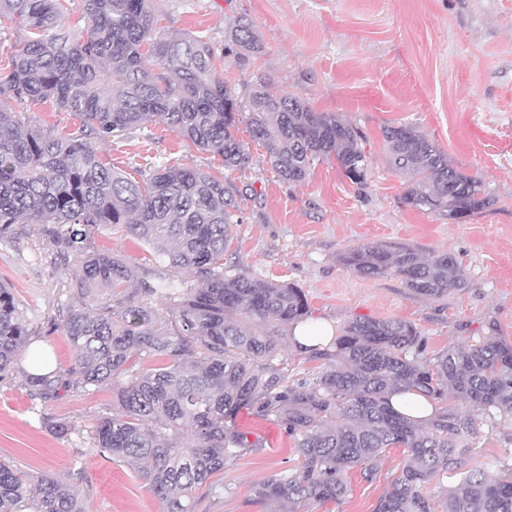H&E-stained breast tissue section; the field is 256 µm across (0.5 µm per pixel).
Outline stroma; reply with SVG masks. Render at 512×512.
Instances as JSON below:
<instances>
[{
	"label": "stroma",
	"mask_w": 512,
	"mask_h": 512,
	"mask_svg": "<svg viewBox=\"0 0 512 512\" xmlns=\"http://www.w3.org/2000/svg\"><path fill=\"white\" fill-rule=\"evenodd\" d=\"M150 7L162 33L200 37L218 50L238 21L249 22L260 49L242 59L226 55L225 80L245 98L260 77L274 92L339 115L359 132L371 176L358 188L330 159L305 182L288 184L244 123L237 136L253 166L228 174L220 156L159 121L103 144L115 170L134 178L168 162L229 176L241 192L240 222L225 265L295 284L312 318L334 329L359 317L399 318L417 327L432 355L489 336L512 343V0H151ZM397 124L415 127L453 166L480 177L493 205L458 223L405 205L403 179L386 162L382 136ZM366 242L451 253L466 268V283L428 299L398 277L365 279L338 263L340 252ZM90 246L112 249L136 273L159 269L123 228L93 229ZM70 268L35 225L0 241V282L13 288L33 348L58 369L72 359L60 327ZM31 369L24 353L18 371L0 379V460L27 475L79 485L89 512H162L144 479L91 448L97 419L112 412L111 388H67L45 399L26 382ZM58 422L70 425L68 435L54 432ZM235 422L264 445L200 486L194 512H280L279 505L255 502L251 489L287 474L290 443L274 419L243 409ZM472 445L478 465L498 469L512 459V426L478 421ZM401 467L400 450H391L383 480L368 483L352 472L346 498L313 502L304 512H374L386 478Z\"/></svg>",
	"instance_id": "1"
}]
</instances>
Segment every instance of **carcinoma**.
<instances>
[{
	"instance_id": "obj_1",
	"label": "carcinoma",
	"mask_w": 512,
	"mask_h": 512,
	"mask_svg": "<svg viewBox=\"0 0 512 512\" xmlns=\"http://www.w3.org/2000/svg\"><path fill=\"white\" fill-rule=\"evenodd\" d=\"M66 2L0 0V31L23 35L10 71L0 72V100L49 102L79 120L75 132L55 136L0 109V239L18 225L40 226L73 256L77 296L61 319L73 363L28 373L27 384L45 398L62 388L112 386V414L93 427V448L146 480L163 512H194L199 486L263 447L235 425L244 408L275 417L296 457L288 474L253 487L257 501L288 512H302L310 501L339 502L350 491L349 471L357 468L371 482L385 453L400 448L403 467L375 512H512V464L497 472L472 464L471 443L480 416L512 424L511 344L491 337L430 357L413 324L359 318L342 327L331 348L296 352L318 363L298 376L281 356L284 337L260 334L248 321L300 322L309 313L306 295L224 267L239 222L232 186L198 168L166 164L136 181L112 169L96 146L159 119L219 155L225 170L242 171L252 162L236 135L244 118L282 180L298 184L313 162L333 156L348 180L364 187L369 161L355 128L294 95L271 92L260 79L242 112L235 89L217 73L224 55L195 37L161 33L150 0H81L85 24L74 34L63 30ZM225 48L241 56L257 50L252 26L238 24ZM383 136L407 206L459 223L492 204L480 178L451 166L414 127L388 126ZM103 224L125 227L171 272H192L195 286L162 272L130 289L128 262L110 249H87L90 232ZM337 261L365 278L396 276L431 299L466 279L452 254L425 257L405 244L365 243ZM161 301L178 323L174 330ZM30 336L20 302L0 283V377L15 369ZM143 355L163 364L133 370ZM410 391L435 405L423 425L389 403L392 393ZM448 472L458 476L454 486L428 491ZM0 512L86 507L78 486L0 462Z\"/></svg>"
}]
</instances>
